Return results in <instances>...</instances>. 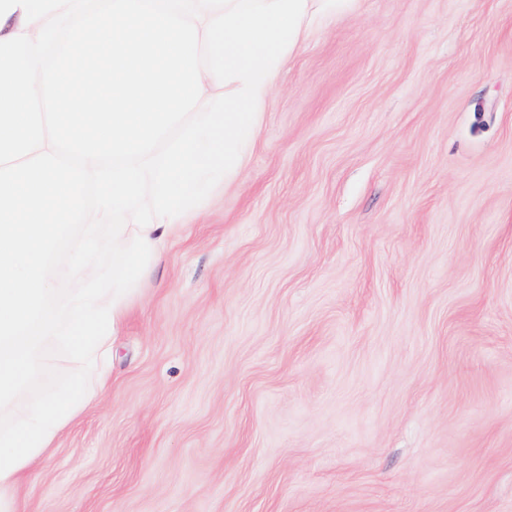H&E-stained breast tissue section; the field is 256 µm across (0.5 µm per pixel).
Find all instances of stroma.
I'll return each instance as SVG.
<instances>
[{"instance_id":"stroma-1","label":"stroma","mask_w":512,"mask_h":512,"mask_svg":"<svg viewBox=\"0 0 512 512\" xmlns=\"http://www.w3.org/2000/svg\"><path fill=\"white\" fill-rule=\"evenodd\" d=\"M87 394L25 512H512V0L306 30Z\"/></svg>"}]
</instances>
